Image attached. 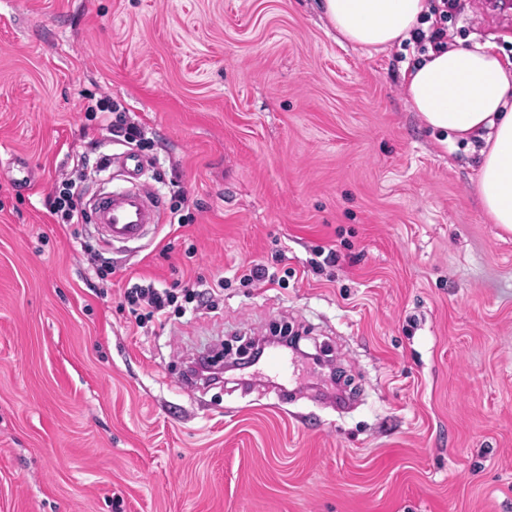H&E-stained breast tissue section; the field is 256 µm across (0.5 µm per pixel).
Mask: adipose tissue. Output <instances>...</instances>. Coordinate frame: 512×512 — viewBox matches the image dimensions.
I'll use <instances>...</instances> for the list:
<instances>
[{"label": "adipose tissue", "instance_id": "1", "mask_svg": "<svg viewBox=\"0 0 512 512\" xmlns=\"http://www.w3.org/2000/svg\"><path fill=\"white\" fill-rule=\"evenodd\" d=\"M339 42L380 52L408 39L428 0H323ZM412 111L447 139L477 142L476 192L493 223L512 231V62L493 41L427 51L404 75Z\"/></svg>", "mask_w": 512, "mask_h": 512}]
</instances>
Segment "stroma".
<instances>
[{
    "label": "stroma",
    "mask_w": 512,
    "mask_h": 512,
    "mask_svg": "<svg viewBox=\"0 0 512 512\" xmlns=\"http://www.w3.org/2000/svg\"><path fill=\"white\" fill-rule=\"evenodd\" d=\"M489 38L512 56V10L464 0L448 43ZM416 57L339 44L317 0H0V512H512V231L406 104ZM93 98L147 125L142 178L194 223L109 249L53 222L61 172L94 194L125 150ZM252 261L286 281L141 327L123 299ZM276 328L349 407L178 384ZM170 203V224H178V227L191 224L195 221V215L190 211L189 200L186 192L180 189L176 195H172Z\"/></svg>",
    "instance_id": "1"
}]
</instances>
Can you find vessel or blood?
Returning a JSON list of instances; mask_svg holds the SVG:
<instances>
[{
    "label": "vessel or blood",
    "mask_w": 512,
    "mask_h": 512,
    "mask_svg": "<svg viewBox=\"0 0 512 512\" xmlns=\"http://www.w3.org/2000/svg\"><path fill=\"white\" fill-rule=\"evenodd\" d=\"M108 165L121 171L126 185L92 198L86 221L101 229L102 240L107 244L142 239L149 227L161 220L162 198L154 189L140 182L144 163L136 153L126 151L112 155ZM262 373L270 382L279 404H288L296 397V390L288 386V360L278 349L268 351L262 362Z\"/></svg>",
    "instance_id": "obj_1"
}]
</instances>
